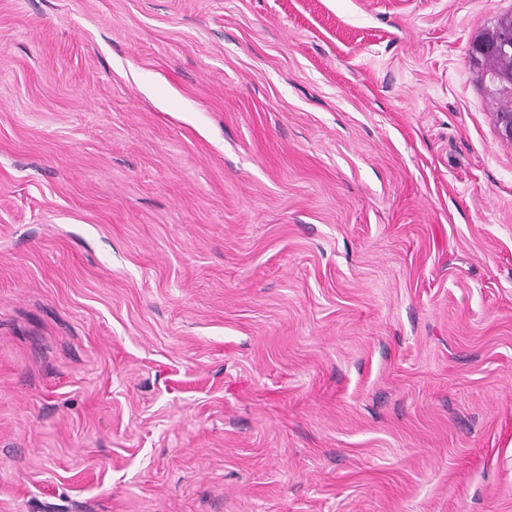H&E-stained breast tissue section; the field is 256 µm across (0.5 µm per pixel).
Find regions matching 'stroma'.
<instances>
[{
  "mask_svg": "<svg viewBox=\"0 0 512 512\" xmlns=\"http://www.w3.org/2000/svg\"><path fill=\"white\" fill-rule=\"evenodd\" d=\"M512 0H0V512H512ZM511 34L512 38V16L501 18L493 30L474 41L478 47V56L472 59L474 64H483L485 70L483 78L501 101L499 112H496V127L501 139L512 142V98H508L497 91L490 83L489 76L506 71L509 67L512 70V53L506 56L500 51L502 40ZM509 70L501 78V83L506 91L512 93V73Z\"/></svg>",
  "mask_w": 512,
  "mask_h": 512,
  "instance_id": "obj_1",
  "label": "stroma"
}]
</instances>
